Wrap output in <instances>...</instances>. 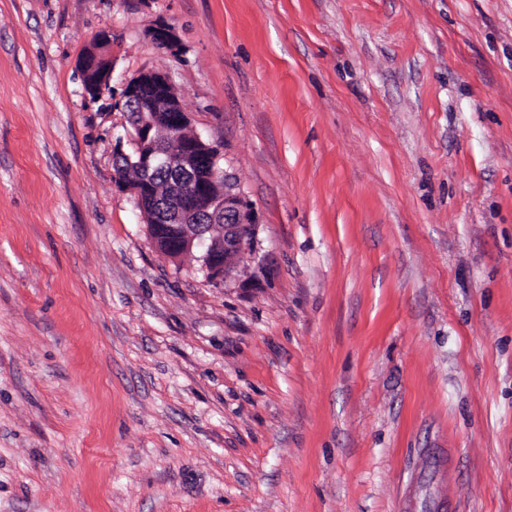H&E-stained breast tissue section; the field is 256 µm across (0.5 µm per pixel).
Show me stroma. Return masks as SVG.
<instances>
[{
	"mask_svg": "<svg viewBox=\"0 0 512 512\" xmlns=\"http://www.w3.org/2000/svg\"><path fill=\"white\" fill-rule=\"evenodd\" d=\"M148 70L225 282L114 184ZM0 512H512V0H0ZM112 36L107 31L98 34L79 61L85 90L92 97L101 95L109 88L112 62L107 50ZM122 97L139 108V118L131 121L133 153L126 154L120 143L115 147L117 167L132 168L138 176L129 180L117 172L115 185L133 196L158 252L177 259L200 248L210 279L218 283L232 277L252 259L259 221L234 175L220 167V144L192 130L162 72H141L127 82ZM168 167L177 175L162 198L153 175Z\"/></svg>",
	"mask_w": 512,
	"mask_h": 512,
	"instance_id": "obj_1",
	"label": "stroma"
}]
</instances>
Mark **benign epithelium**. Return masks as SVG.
I'll return each mask as SVG.
<instances>
[{
	"label": "benign epithelium",
	"mask_w": 512,
	"mask_h": 512,
	"mask_svg": "<svg viewBox=\"0 0 512 512\" xmlns=\"http://www.w3.org/2000/svg\"><path fill=\"white\" fill-rule=\"evenodd\" d=\"M152 40L172 53L176 34L167 27L151 32ZM112 36L98 34L79 61L85 90L93 97L109 89ZM124 101L139 108L131 121L135 149L115 147L119 166L138 173L130 180L115 175L117 187L130 192L147 233L162 255L177 259L202 249V268L215 282L239 271L255 252L258 217L233 174L220 167L221 147L191 128L169 77L144 71L127 82Z\"/></svg>",
	"instance_id": "obj_1"
}]
</instances>
